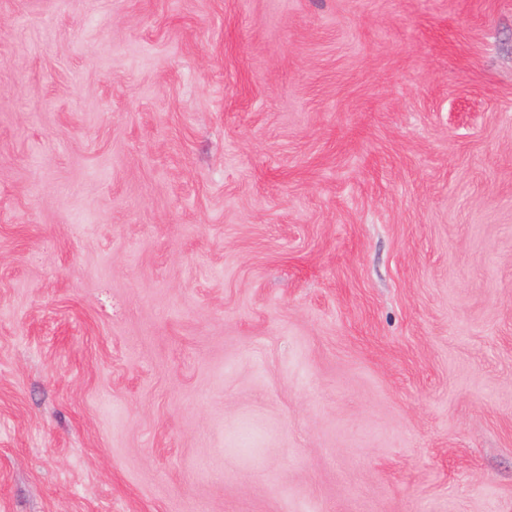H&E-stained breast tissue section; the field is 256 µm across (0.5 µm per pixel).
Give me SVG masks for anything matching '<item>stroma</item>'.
<instances>
[{"label":"stroma","instance_id":"stroma-1","mask_svg":"<svg viewBox=\"0 0 512 512\" xmlns=\"http://www.w3.org/2000/svg\"><path fill=\"white\" fill-rule=\"evenodd\" d=\"M0 512H512V0H0Z\"/></svg>","mask_w":512,"mask_h":512}]
</instances>
